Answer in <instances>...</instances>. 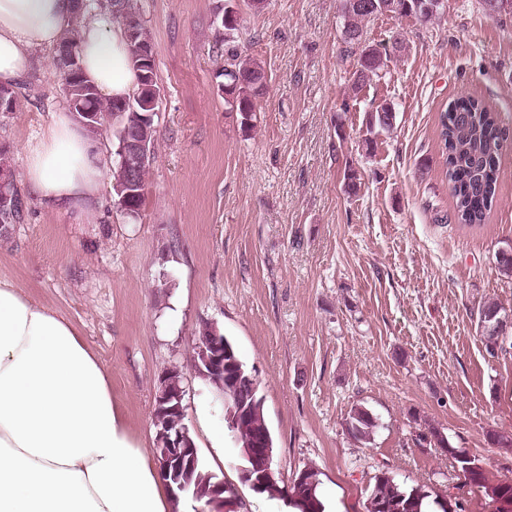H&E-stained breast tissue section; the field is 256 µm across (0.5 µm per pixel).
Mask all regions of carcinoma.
Listing matches in <instances>:
<instances>
[{
	"mask_svg": "<svg viewBox=\"0 0 512 512\" xmlns=\"http://www.w3.org/2000/svg\"><path fill=\"white\" fill-rule=\"evenodd\" d=\"M365 8L356 10L352 0H341V11L348 19L347 36L344 38L345 52L358 55L356 69L352 74V86L357 92L363 90L371 77L380 75L389 61L387 52L372 46L361 44L363 37L361 22L376 16V12L366 5L387 3L386 11L394 17H412L422 25L432 22L439 14L441 6L435 0H359ZM94 8L99 14L107 16L114 22L122 23L127 28H135L136 41L150 44L152 35L149 28L139 18L138 0H94ZM224 22L216 23L215 42L221 45L229 41L239 29L240 15L231 6L224 7ZM79 41L78 28H71L68 36L56 47L53 55L54 70L62 74L67 57L77 53ZM138 72V86L132 95L123 99L104 101L95 86L82 75L73 82L64 83V94L70 110L80 107L86 112H95L99 120L88 127L96 137L113 134L116 141H122L124 135L136 139L142 137L149 145H154L156 129L154 124L146 122L143 115L149 112L147 104L152 100L158 85L154 64H146L137 56H132ZM217 76L224 78V92L231 95L235 102V111L239 112L241 125L251 126L255 112V100L266 86V72L260 65L247 62L231 51L225 53L224 67ZM19 108L18 92L11 87L0 86V114L8 115ZM118 121V129L112 128V121ZM396 120L394 107L390 104L381 106L368 113L367 132L371 137L365 139L367 149L374 148V136L383 131H390ZM440 141L442 155L448 175V187L454 202L455 217L463 226L475 227L487 222L496 204L500 171V155L503 147V131L498 113L492 111L483 101L462 95L448 103L439 114ZM154 155L146 161L135 164V176L139 193L128 205L130 215L136 216L145 203L147 175ZM0 178L6 183L0 191L8 194L15 201L12 208L0 209V235L9 233L13 225L24 218L23 200L12 175V156L10 151L0 145ZM508 315L502 306L486 303L479 307L477 327L481 333L486 351L494 356V337L500 333V319ZM241 403L249 406L246 420L228 427L236 447L239 448L244 467L252 468L254 464L245 457L244 449L251 448L263 436L270 433L264 415V399L260 387H245L238 392ZM347 429L357 439L368 442L378 428L377 417L366 407L355 405L346 418ZM430 435L436 444L447 449L455 461L458 475L465 482L486 489L487 495L497 503V512H512V482H501L487 486L484 471L475 460L462 448H454L449 440L439 431L432 429ZM305 482L297 484L301 504L287 501L288 506L296 512H325L320 493V472L314 467L302 470ZM287 484L282 482L279 472H274L269 482L252 488L257 494L270 497L286 498ZM430 501L441 512H457V503L450 496L438 495L424 485L405 487L398 484L390 472L380 470L374 475V486L365 506L366 512H425L423 503Z\"/></svg>",
	"mask_w": 512,
	"mask_h": 512,
	"instance_id": "1",
	"label": "carcinoma"
}]
</instances>
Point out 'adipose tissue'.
I'll list each match as a JSON object with an SVG mask.
<instances>
[{
	"label": "adipose tissue",
	"mask_w": 512,
	"mask_h": 512,
	"mask_svg": "<svg viewBox=\"0 0 512 512\" xmlns=\"http://www.w3.org/2000/svg\"><path fill=\"white\" fill-rule=\"evenodd\" d=\"M81 25L80 66L100 94L137 87L122 25L78 15L75 0H0V84L14 85L35 52ZM92 136L57 113L26 154L24 179L43 201L85 207L107 171ZM150 449L129 434L111 377L76 328L0 280V512H172Z\"/></svg>",
	"instance_id": "obj_1"
}]
</instances>
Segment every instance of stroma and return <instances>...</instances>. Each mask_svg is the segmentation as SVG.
I'll list each match as a JSON object with an SVG mask.
<instances>
[{
	"label": "stroma",
	"instance_id": "1",
	"mask_svg": "<svg viewBox=\"0 0 512 512\" xmlns=\"http://www.w3.org/2000/svg\"><path fill=\"white\" fill-rule=\"evenodd\" d=\"M225 0H140L160 96L145 205L124 215L110 180L85 211L29 191L26 147L66 110L53 50L36 52L17 83L19 111L0 116L25 217L0 238V279L71 322L112 379L132 437L154 446L157 379L183 371L186 423L201 460L236 485L243 512H285L239 483L243 465L224 410L191 368L200 324L218 323L257 372L284 482L319 468L333 512H365L378 470L450 494L458 512H493L463 484L431 430L465 449L488 483L512 480V353L489 355L477 310H512V280L496 266L512 246V139L486 224L453 222L438 117L461 94L483 100L512 131V11L445 0L433 23L380 15L366 44L403 48L360 93L343 50L339 0H237L229 43L260 64L267 87L244 130L218 88L223 57L212 22ZM390 103L396 121L366 151V117ZM355 170L360 187L344 190ZM448 216L445 224L437 216ZM378 417L371 442L346 418ZM225 434L214 449L210 431ZM347 429L351 435L365 442H370L379 424L377 417L362 405H354L346 418Z\"/></svg>",
	"mask_w": 512,
	"mask_h": 512
}]
</instances>
